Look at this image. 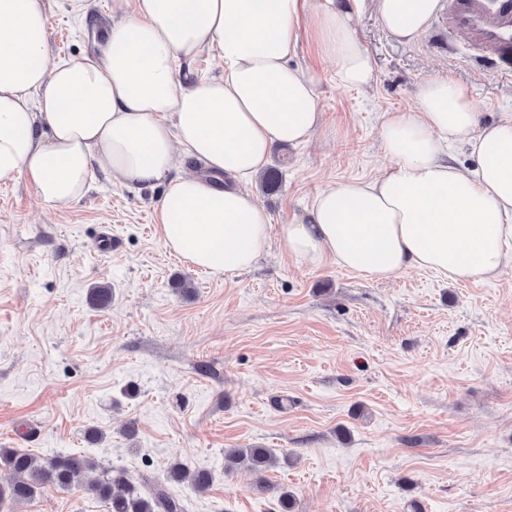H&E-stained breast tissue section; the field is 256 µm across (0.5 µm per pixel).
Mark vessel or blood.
<instances>
[{
  "instance_id": "obj_1",
  "label": "vessel or blood",
  "mask_w": 512,
  "mask_h": 512,
  "mask_svg": "<svg viewBox=\"0 0 512 512\" xmlns=\"http://www.w3.org/2000/svg\"><path fill=\"white\" fill-rule=\"evenodd\" d=\"M448 34L481 48L502 74L512 76V0H448L437 35Z\"/></svg>"
}]
</instances>
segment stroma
<instances>
[{"instance_id": "stroma-1", "label": "stroma", "mask_w": 512, "mask_h": 512, "mask_svg": "<svg viewBox=\"0 0 512 512\" xmlns=\"http://www.w3.org/2000/svg\"><path fill=\"white\" fill-rule=\"evenodd\" d=\"M354 8L375 80L342 87L301 39L290 63L319 71V130L275 145L282 183L258 194L272 224L303 215L327 185L390 166L381 125L417 109L428 78L466 86L487 125L512 114V77L434 28L402 42L372 0ZM51 57L97 56L132 0H43ZM164 183L128 188L95 172L90 191L43 205L25 178L0 184V448L40 458L85 453L134 481L165 484L186 512H512V268L450 281L422 269L372 280L300 265L279 243L240 276L196 269L164 246L154 210ZM112 249L98 251L104 231ZM192 283L183 295L175 275ZM112 287V304L87 300ZM135 422L137 433L122 428ZM99 439H89V430ZM228 448H269L270 490ZM211 471L206 493L172 463ZM15 512H106L80 491H49Z\"/></svg>"}]
</instances>
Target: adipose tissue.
I'll list each match as a JSON object with an SVG mask.
<instances>
[{
  "instance_id": "obj_1",
  "label": "adipose tissue",
  "mask_w": 512,
  "mask_h": 512,
  "mask_svg": "<svg viewBox=\"0 0 512 512\" xmlns=\"http://www.w3.org/2000/svg\"><path fill=\"white\" fill-rule=\"evenodd\" d=\"M101 56L51 58L41 0H0V183L25 177L47 206L80 199L100 170L119 183L167 187L155 222L180 259L233 279L279 240L306 265L327 262L381 280L410 269L446 279L493 277L512 265V118L479 127L468 90L431 78L418 109L381 130L393 165L367 181L321 189L305 216L271 225L250 189L277 144L321 125L320 75L290 65L314 35L342 87L374 79L353 12L301 17L300 0H132ZM439 0H374L396 39L426 30ZM211 52L224 74L186 85L176 60ZM463 145L471 165L448 159ZM203 173H183L182 159Z\"/></svg>"
}]
</instances>
